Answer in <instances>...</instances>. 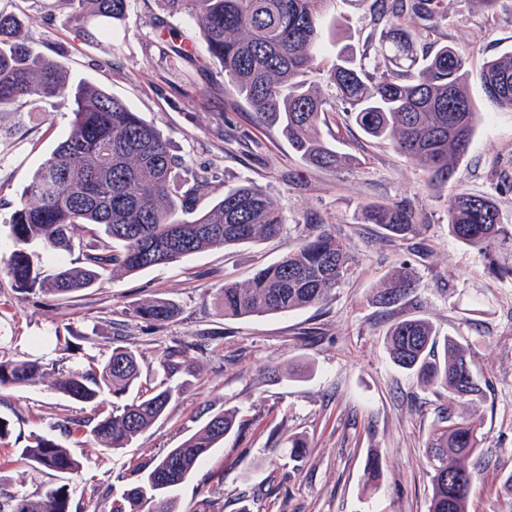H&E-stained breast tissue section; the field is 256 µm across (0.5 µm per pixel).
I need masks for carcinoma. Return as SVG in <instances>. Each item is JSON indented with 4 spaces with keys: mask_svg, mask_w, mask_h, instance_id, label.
Listing matches in <instances>:
<instances>
[{
    "mask_svg": "<svg viewBox=\"0 0 512 512\" xmlns=\"http://www.w3.org/2000/svg\"><path fill=\"white\" fill-rule=\"evenodd\" d=\"M79 34L107 39L126 21L130 0H67ZM441 0H372V23L379 38L369 39L360 57L322 42L325 18L334 0H166L170 15L187 13L199 25L205 50L224 70L225 91L241 97L257 123L277 127L291 149L313 169H333L357 158L327 139L321 124L330 112L350 116L369 138L390 143L421 170L428 187L448 189L456 163L467 153L478 112L469 90L467 59L457 48L435 45ZM176 65L188 53L177 37L161 43ZM481 87L493 109H512V52L486 59ZM68 96L72 119L64 140L33 173L12 204V243L7 273L17 292L67 297L113 278L134 274L214 248L276 237L286 219L277 203L248 184L224 189L205 210L191 201L213 191L206 177L177 195L174 185L182 160L167 139L123 101L92 81L72 82L68 67L39 52L23 19L0 8V113ZM448 233L474 254L484 270L512 279V225L501 221L495 200L453 192L446 198ZM366 224L408 241L420 234L405 204L367 203ZM97 238L81 267L42 270L46 254L74 249L77 231ZM353 246L328 224H316L276 262L258 268L247 281L226 282L220 299L224 317L289 314L323 301L347 274ZM418 285L400 267L381 282L375 298L392 309ZM137 315L163 324L177 313L162 299L143 302ZM392 362L416 376L448 405L425 441L430 474L428 512H469L483 448L481 424L473 405L482 396L480 373L469 348L454 336L434 354L438 333L423 316L392 323L386 332ZM171 353L165 378L132 403L100 418L88 430L104 451L127 447L155 424L175 396L169 377L180 368ZM55 368L25 358L0 359V390L43 383ZM135 352L115 347L89 371L70 369L51 383L60 395L95 403L105 392L123 395L136 385ZM236 415L224 411L178 447L157 457L138 474L134 486L109 512H178L175 489L192 477L216 445L232 433ZM34 471L62 475L83 468L82 461L54 438L36 435L16 449ZM66 486H46L36 498L10 497L0 512H69Z\"/></svg>",
    "mask_w": 512,
    "mask_h": 512,
    "instance_id": "1",
    "label": "carcinoma"
}]
</instances>
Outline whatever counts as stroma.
Here are the masks:
<instances>
[{
  "mask_svg": "<svg viewBox=\"0 0 512 512\" xmlns=\"http://www.w3.org/2000/svg\"><path fill=\"white\" fill-rule=\"evenodd\" d=\"M0 7L22 17L36 47L64 61L74 79L97 83L155 126L183 160L182 182L206 177L219 192L256 185L286 217L278 237L118 276L63 300L18 294L5 272L12 244L4 204L19 198L71 119L65 96L22 108L0 134V358L86 368L124 346L140 359L139 386L149 387L160 357L177 351L183 389L163 418L114 454L100 451L81 428L130 395L83 404L45 385L0 392V417L11 423L10 437L0 442V501L64 484L70 512H105L133 486L141 465L202 426L206 408L235 411L239 429L178 489L180 512H428L424 442L448 397L420 388L385 348L394 319L421 315L439 336L468 345L485 384L476 413L489 452L478 461L470 510L512 512V492L500 488L512 474V280L487 275L481 259L449 235L445 201L420 170L352 123L340 139L359 166L305 167L276 130L255 123L242 98L225 94L224 73L205 51L179 67L159 53L157 20L187 39L200 36L196 21L169 16L164 0H131L125 23L99 43L78 36L66 0H0ZM443 7L436 39L468 56L481 112L451 188L495 198L503 223L512 224V192L499 189L512 182V110L488 109L477 76L486 58L512 51V0H499L491 14L474 0H443ZM333 12L344 20L346 43L361 49L372 29L367 6L336 0ZM369 202L409 205L423 234L394 242L362 222ZM310 224L331 225L355 246V263L328 300L286 315L225 318L218 307L225 280L246 281L275 262ZM403 264L419 279L417 294L396 308L378 307L377 286ZM158 298L176 304L174 319L160 326L137 317L141 303ZM474 299L486 314L468 324L461 310ZM291 434L309 442L302 461L279 444ZM35 435L54 437L84 458L82 471H26L15 451ZM374 454L382 478L370 487L365 468Z\"/></svg>",
  "mask_w": 512,
  "mask_h": 512,
  "instance_id": "obj_1",
  "label": "stroma"
}]
</instances>
